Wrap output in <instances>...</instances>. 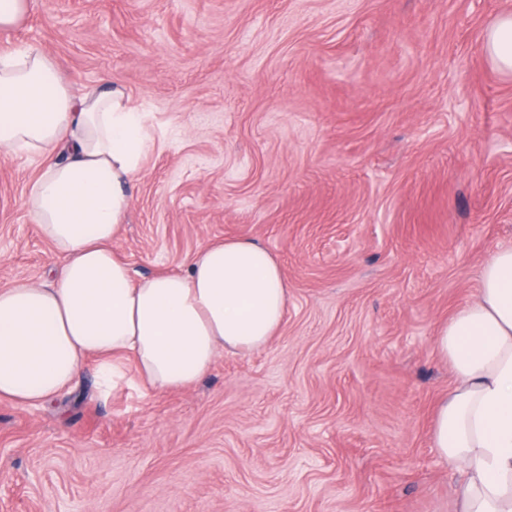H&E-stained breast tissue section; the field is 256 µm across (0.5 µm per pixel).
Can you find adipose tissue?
<instances>
[{
    "label": "adipose tissue",
    "instance_id": "adipose-tissue-1",
    "mask_svg": "<svg viewBox=\"0 0 512 512\" xmlns=\"http://www.w3.org/2000/svg\"><path fill=\"white\" fill-rule=\"evenodd\" d=\"M485 52L512 73V14ZM153 146L147 113L109 85L74 87L39 45L0 54V155L41 162L23 206L63 256L40 282L0 288V398L19 407L70 392L131 358L148 390L194 386L220 356L277 334L288 309L278 260L254 242L208 245L186 271L133 280L113 250L128 184ZM454 386L435 407L431 443L460 474L462 512H512V246L482 266L477 294L437 333Z\"/></svg>",
    "mask_w": 512,
    "mask_h": 512
}]
</instances>
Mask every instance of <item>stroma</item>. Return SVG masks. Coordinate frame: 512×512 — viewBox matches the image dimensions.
<instances>
[{
    "label": "stroma",
    "instance_id": "stroma-1",
    "mask_svg": "<svg viewBox=\"0 0 512 512\" xmlns=\"http://www.w3.org/2000/svg\"><path fill=\"white\" fill-rule=\"evenodd\" d=\"M512 0H33L76 86L148 113L115 250L135 276L245 238L288 312L192 388L0 400V512H459L430 442L453 386L439 326L512 246V75L484 52ZM0 156V287L63 258Z\"/></svg>",
    "mask_w": 512,
    "mask_h": 512
}]
</instances>
